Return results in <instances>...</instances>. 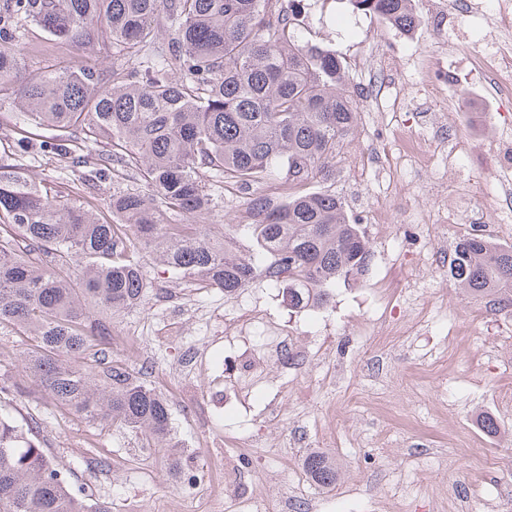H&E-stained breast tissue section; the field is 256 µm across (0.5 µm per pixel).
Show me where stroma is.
I'll return each mask as SVG.
<instances>
[{"instance_id":"1","label":"stroma","mask_w":512,"mask_h":512,"mask_svg":"<svg viewBox=\"0 0 512 512\" xmlns=\"http://www.w3.org/2000/svg\"><path fill=\"white\" fill-rule=\"evenodd\" d=\"M497 2L475 0L465 17L451 7L444 45L432 36V0H415L425 23L411 32L351 13L345 0L324 9L303 0V40L336 50L350 86L379 95V120L358 121L351 135L368 145L369 165L355 167L339 152L328 179L311 185L344 203L371 259L364 271L330 287L326 307L295 309L278 284L260 279L228 296L178 278L152 250H142L146 303L113 313L114 343L101 357L142 373L167 399L172 447H146L134 432L47 404L24 364L29 339L0 327V378L29 390L24 398H1L0 411L20 423L37 419L32 440L67 472L74 490L109 501L112 512H163L172 499L182 501L184 512H229L233 498L253 496L269 512H289L284 493L295 482L303 497L327 500L330 512H367L371 499L398 482L407 496L402 512H428L432 489L451 483L465 491L469 470L492 452L498 463L486 481L493 496L512 505V412L500 408L512 391V308L491 309L448 276L458 238L486 221L485 199L512 192V159L499 149L503 137L512 138V99L471 69L491 43L487 19ZM59 57L91 70L109 63L105 52L69 43L35 53L28 64L34 70ZM436 77L448 84L445 139L426 118L422 87ZM409 138L438 152L435 168L415 162ZM276 185L272 176L249 187L207 178L208 233L226 239L232 251H251L242 230L251 221L248 202L257 194L278 201ZM386 197L398 208L387 223H371ZM461 201L462 223H434L438 208ZM420 301L430 309V335L393 342L372 334L375 317L408 323ZM283 328L306 352L305 368L279 370L267 384L235 375L247 349L267 351ZM190 346L197 366L172 383L169 369ZM486 416L497 433L482 429ZM233 443L241 482L218 507L197 479L223 481L224 451ZM313 451L335 463L336 484L323 488L306 474L304 460Z\"/></svg>"}]
</instances>
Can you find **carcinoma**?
Returning a JSON list of instances; mask_svg holds the SVG:
<instances>
[{
	"mask_svg": "<svg viewBox=\"0 0 512 512\" xmlns=\"http://www.w3.org/2000/svg\"><path fill=\"white\" fill-rule=\"evenodd\" d=\"M409 32L412 0H348ZM35 28L57 45L112 55L91 70L59 60L26 70ZM336 52L313 46L282 0H3L0 94L14 139L0 155V326L31 339L27 369L56 409L118 425L150 447H169L167 401L123 366L96 372L87 360L110 336L103 312L142 303L148 282L139 252L150 248L180 278L232 295L266 278L293 308L320 307L328 287L367 267L368 241L336 194L308 185L356 127L354 94ZM54 134L32 144L30 130ZM36 148L94 187L120 167L139 191L112 194L110 218L72 195L33 184L18 159ZM278 173L277 204L255 196L244 225L257 254L233 255L194 224L211 209L205 178L251 185ZM448 275L482 298L512 305V246L476 227L456 242ZM319 486L336 467L305 458ZM0 512H112L69 488L65 472L0 413Z\"/></svg>",
	"mask_w": 512,
	"mask_h": 512,
	"instance_id": "obj_1",
	"label": "carcinoma"
}]
</instances>
